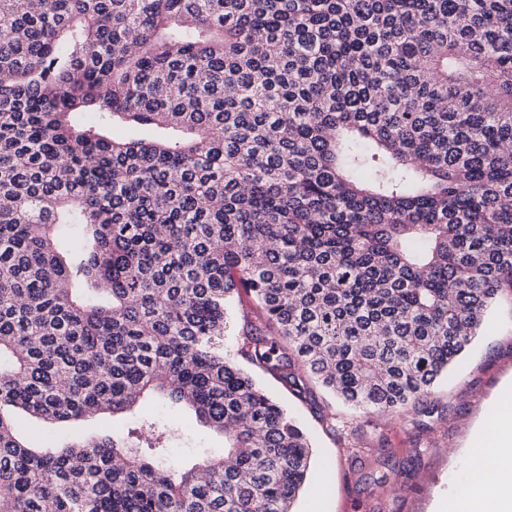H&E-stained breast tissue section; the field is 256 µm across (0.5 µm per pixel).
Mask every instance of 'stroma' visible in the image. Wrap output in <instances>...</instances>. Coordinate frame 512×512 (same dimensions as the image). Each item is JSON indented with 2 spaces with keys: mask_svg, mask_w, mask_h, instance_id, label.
Masks as SVG:
<instances>
[{
  "mask_svg": "<svg viewBox=\"0 0 512 512\" xmlns=\"http://www.w3.org/2000/svg\"><path fill=\"white\" fill-rule=\"evenodd\" d=\"M257 380L307 431L315 445V470L295 499L293 512H455L457 484L468 482L477 452L489 448L486 433L468 435L462 424L512 411V292L503 291L485 328L459 365L430 397L432 416L410 411L392 418L344 404L322 389L314 401L295 398L278 380ZM143 412L171 418L187 436L174 449L176 462H195L198 449L220 451L222 438L183 410L169 413L152 400ZM385 483L370 484L369 474Z\"/></svg>",
  "mask_w": 512,
  "mask_h": 512,
  "instance_id": "35a3bbf8",
  "label": "stroma"
}]
</instances>
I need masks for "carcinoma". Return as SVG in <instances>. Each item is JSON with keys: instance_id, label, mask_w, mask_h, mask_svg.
Instances as JSON below:
<instances>
[{"instance_id": "obj_1", "label": "carcinoma", "mask_w": 512, "mask_h": 512, "mask_svg": "<svg viewBox=\"0 0 512 512\" xmlns=\"http://www.w3.org/2000/svg\"><path fill=\"white\" fill-rule=\"evenodd\" d=\"M506 285L512 0H0V512H291L310 437L224 336L429 416ZM153 397L223 452L16 428Z\"/></svg>"}]
</instances>
